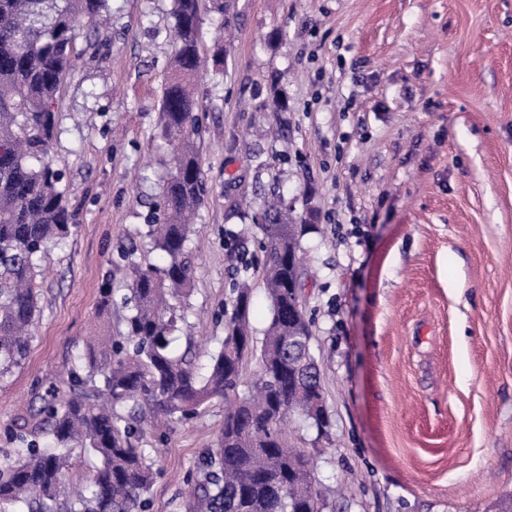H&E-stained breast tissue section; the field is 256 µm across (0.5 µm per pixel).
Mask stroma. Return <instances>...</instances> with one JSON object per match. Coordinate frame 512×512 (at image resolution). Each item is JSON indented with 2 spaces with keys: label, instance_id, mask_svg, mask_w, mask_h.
Segmentation results:
<instances>
[{
  "label": "stroma",
  "instance_id": "obj_1",
  "mask_svg": "<svg viewBox=\"0 0 512 512\" xmlns=\"http://www.w3.org/2000/svg\"><path fill=\"white\" fill-rule=\"evenodd\" d=\"M172 0H111L57 96L55 164L77 226L40 261L23 365L0 378V457L36 389L60 382L96 324L99 288L147 237L170 153L158 138ZM224 72H205V205L194 289L173 347L215 349L232 288L271 305L252 222L282 196L300 233L303 308L326 434L296 419L323 512H495L512 496V0H231ZM224 403L140 442L148 512H176Z\"/></svg>",
  "mask_w": 512,
  "mask_h": 512
}]
</instances>
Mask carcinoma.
<instances>
[{"label":"carcinoma","mask_w":512,"mask_h":512,"mask_svg":"<svg viewBox=\"0 0 512 512\" xmlns=\"http://www.w3.org/2000/svg\"><path fill=\"white\" fill-rule=\"evenodd\" d=\"M202 0H173L172 61L160 105L161 138L172 166L148 236L161 265L132 247L122 253L126 293L112 280L100 288L99 315L124 309V332L84 343L67 380L35 392L38 404L12 425L14 457L0 460V512H144L155 479L136 445L164 418L188 420L211 400H224V428L186 479L182 512H322L306 452L288 439L297 414L319 433L321 370L313 355L288 352L289 331L312 337L291 284L300 280L297 225L281 210L262 212V279L272 317L263 338L247 320L251 292L234 289L228 332L200 373L171 335L183 322L170 300L194 286L187 244L191 220L207 194L201 152L204 129L192 89L205 67ZM110 13L109 0H0V378L23 364L29 327L39 312L37 261L70 234L74 214L63 176L51 159L57 129L54 102L72 67L79 22ZM259 354L252 395L240 397L242 360ZM79 452L96 459L89 487L62 490Z\"/></svg>","instance_id":"cac0c4a2"}]
</instances>
